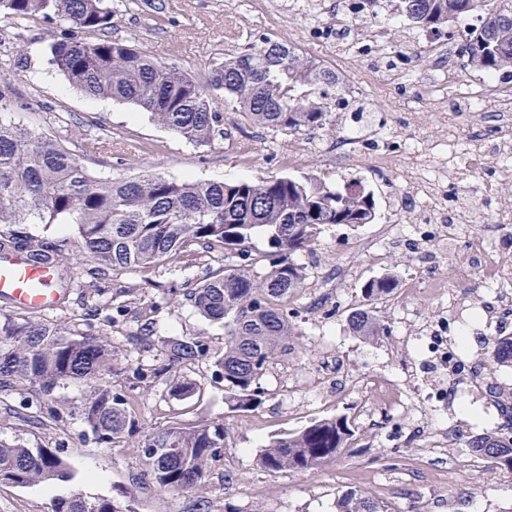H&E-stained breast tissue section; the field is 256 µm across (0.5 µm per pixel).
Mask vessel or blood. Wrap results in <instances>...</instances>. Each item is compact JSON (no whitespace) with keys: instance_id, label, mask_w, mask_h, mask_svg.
Returning <instances> with one entry per match:
<instances>
[{"instance_id":"b4317fda","label":"vessel or blood","mask_w":512,"mask_h":512,"mask_svg":"<svg viewBox=\"0 0 512 512\" xmlns=\"http://www.w3.org/2000/svg\"><path fill=\"white\" fill-rule=\"evenodd\" d=\"M56 267L36 265L25 254L0 257V300L25 312H47L60 300Z\"/></svg>"}]
</instances>
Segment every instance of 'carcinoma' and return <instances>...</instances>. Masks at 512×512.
Here are the masks:
<instances>
[{"label": "carcinoma", "mask_w": 512, "mask_h": 512, "mask_svg": "<svg viewBox=\"0 0 512 512\" xmlns=\"http://www.w3.org/2000/svg\"><path fill=\"white\" fill-rule=\"evenodd\" d=\"M403 22L422 30L459 27L463 66L486 76L512 77V0H398ZM0 14L28 20L56 18L91 35L64 36L49 46L48 61L70 86L91 99H107L146 112L163 127L198 144L222 134L223 112L210 90L224 93L253 124L292 132L336 128V112H359L342 101L339 75L296 49L276 61L284 43L266 39L224 59L210 88L175 63L156 59L133 42L107 35L110 0H0ZM374 194L353 182L342 189L313 176L235 182L173 180L145 172L103 180L80 156L57 140L0 121V253L21 252L37 264L61 266L56 243L34 238L26 224H74L90 261L112 269L151 267L174 259L185 263L202 251H224V272L213 273L189 293L196 311L224 323V351L213 366L224 381L232 410L250 412L263 403L260 379L269 364L295 349L288 306L306 288L307 273L296 256L310 252L329 226L371 224ZM268 249L255 253L254 235ZM265 271L257 273L258 265ZM389 276L364 285L365 303L351 310L356 336L387 330L373 302L392 289ZM171 365L207 356L195 338L164 342ZM492 358L512 363V336L492 341ZM112 348L95 336L76 335L50 323L0 320V377L27 379L50 393L71 380L97 378L108 369ZM82 420L104 441L132 434L129 400L110 386H92L80 406ZM353 436L346 417L318 420L272 439L257 457L271 473H305L333 460ZM224 447V424L172 426L151 434L143 448L153 481L182 492L201 483L208 464ZM469 447L512 474V431H487ZM69 475V465L45 448L0 439V483L24 486ZM54 512H115L110 502L79 493L60 497ZM336 512H387L358 490L343 492Z\"/></svg>", "instance_id": "carcinoma-1"}]
</instances>
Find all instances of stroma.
<instances>
[{"mask_svg": "<svg viewBox=\"0 0 512 512\" xmlns=\"http://www.w3.org/2000/svg\"><path fill=\"white\" fill-rule=\"evenodd\" d=\"M112 10V38L135 41L201 84H209L218 64L250 44L284 41L339 72L344 91L358 90L364 111L357 121L350 113H337L336 129L329 133H288L256 126L228 109L223 136L196 145L131 105L89 99L72 89L48 62L49 44L69 34L68 26L52 18L0 16V89L10 88L28 104L0 114V120L36 128L76 154L85 139L110 134L111 152L84 159L101 179L146 171L210 182L309 174L338 189L357 180L374 194L375 224H395L400 232L389 243L386 260L366 255L351 269L346 266L349 252L374 224L326 228L313 254L299 256L304 265L346 267V277L338 288L308 279L295 304V353L268 367L261 379L262 405L239 413L228 408L224 383L211 361L224 348V328L198 314L188 299L196 283L223 270L222 251L201 254L187 265L177 261L149 271L108 269L94 276L75 225H27L29 235L55 241L64 257L67 293L45 320L110 342L114 356L103 380L115 392L136 396L133 418L141 435L170 426L220 423L224 448L200 486L179 493L161 490L145 474L142 449L125 441L102 443L82 420L79 406L89 381H69L46 395L14 377L0 384V438L49 449L69 463L72 477L52 484L0 485V512H53L57 498L73 491L108 500L115 512H336L338 496L351 489L371 492L391 512H405L411 500L424 506L445 497L453 500L452 512H512V475L490 459L477 458L469 446L472 436L501 427V409L512 405V366L492 362L495 331L480 310H466L455 331L475 339L466 353L479 367L480 384L449 403L447 415L456 435L446 448L420 454L407 439L412 429L407 411H383L381 426L368 425L361 412L372 398L370 391L349 397L318 386L327 361L333 360L350 375L388 374L400 379L401 390L414 389L407 374L418 357L416 331L401 318L407 309L427 319L438 317L441 300L405 297L398 288L382 296L376 307L390 331L372 341L355 336L346 317L363 304L367 280L388 273L399 287L420 269L405 236L413 227L429 230L433 224L401 170L375 166V144H365L359 164L330 145L361 122L385 130L390 153L403 165L413 164L417 153L428 148L465 155L473 134L467 119H459V134L449 139L448 119L426 105L421 82L447 46L449 30L408 29L394 14L379 12L365 26L371 32L388 30L387 54L373 58L342 56L325 47L316 31L335 25L336 10H315L313 0H112ZM145 326L150 329L146 335L141 332ZM182 336L200 339L209 356L166 369L163 342ZM183 378L195 382L196 392L186 399L171 396L170 385ZM343 416L354 436L335 461L310 473L274 474L257 466L260 451L273 437ZM415 466L442 478L427 486L414 483L408 474Z\"/></svg>", "mask_w": 512, "mask_h": 512, "instance_id": "1", "label": "stroma"}]
</instances>
